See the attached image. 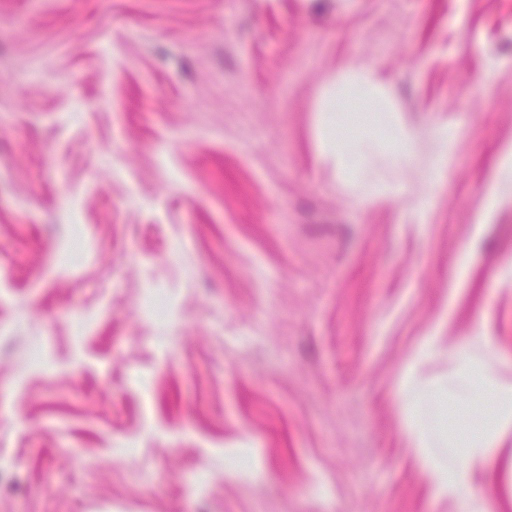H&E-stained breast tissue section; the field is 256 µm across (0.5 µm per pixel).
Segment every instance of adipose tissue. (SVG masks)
I'll list each match as a JSON object with an SVG mask.
<instances>
[{
  "label": "adipose tissue",
  "mask_w": 512,
  "mask_h": 512,
  "mask_svg": "<svg viewBox=\"0 0 512 512\" xmlns=\"http://www.w3.org/2000/svg\"><path fill=\"white\" fill-rule=\"evenodd\" d=\"M319 110L323 145L347 179L360 177L370 155L402 163L417 152L414 130L396 116L393 88L375 71L331 83ZM436 349V337H426L419 358L403 370L400 384L413 393L404 402L405 428L433 500L452 503L454 512H487L475 477L496 467V449L512 431V383L499 375L486 340L453 351L448 374L424 377L423 360Z\"/></svg>",
  "instance_id": "adipose-tissue-1"
}]
</instances>
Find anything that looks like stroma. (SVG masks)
<instances>
[{"mask_svg":"<svg viewBox=\"0 0 512 512\" xmlns=\"http://www.w3.org/2000/svg\"><path fill=\"white\" fill-rule=\"evenodd\" d=\"M356 66L404 195L321 147ZM511 145L512 0H0V512H450L400 377L512 379ZM343 101H360L369 106L374 116L373 134L354 141L348 136L336 139V112ZM322 117L323 145L336 160L345 178L357 180L366 157L382 153L402 163L415 156L418 139L414 130L396 117V98L374 70L349 73L325 88L319 102Z\"/></svg>","mask_w":512,"mask_h":512,"instance_id":"1","label":"stroma"}]
</instances>
